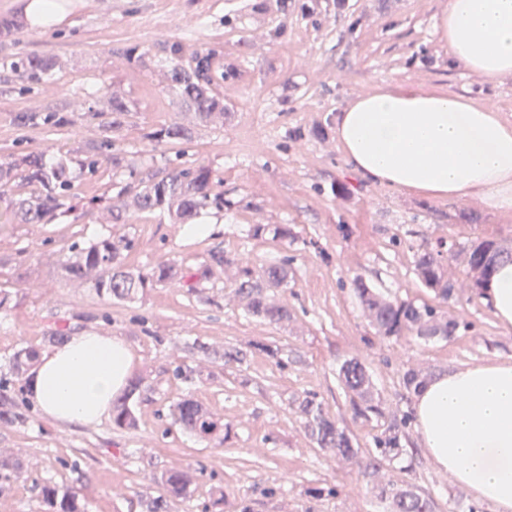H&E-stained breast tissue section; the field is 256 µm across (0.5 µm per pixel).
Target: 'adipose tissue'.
Wrapping results in <instances>:
<instances>
[{"instance_id":"1","label":"adipose tissue","mask_w":512,"mask_h":512,"mask_svg":"<svg viewBox=\"0 0 512 512\" xmlns=\"http://www.w3.org/2000/svg\"><path fill=\"white\" fill-rule=\"evenodd\" d=\"M436 30L465 67L490 79L512 72V0H449ZM337 133L371 181L451 201L478 192L512 210V123L493 106L398 85L359 96ZM136 362L122 338L86 332L42 353L28 396L56 422L94 426L129 387ZM414 409L434 465L492 512H512V363L440 373L419 388Z\"/></svg>"}]
</instances>
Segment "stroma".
<instances>
[{
	"mask_svg": "<svg viewBox=\"0 0 512 512\" xmlns=\"http://www.w3.org/2000/svg\"><path fill=\"white\" fill-rule=\"evenodd\" d=\"M447 10L448 0H71L60 25L34 31L23 0H0V162L40 152L82 157L113 91L129 108L115 146L131 162L74 172L82 210L48 223H21L15 191L0 194V399L26 417L22 426L0 420V453L22 463L0 470V512H49L46 485L77 495L85 512H147L166 495L162 473L186 468L191 493L167 512H392L366 469L392 416L404 425L398 455L381 462L385 481L429 498L433 512H492L426 456L403 377L512 362V329L467 287L462 261L478 241L512 245V210L478 194L449 202L367 180L336 135L337 115L359 94L391 85L465 97L512 120V73L490 81L451 59L436 31ZM205 52L224 114L201 126L173 94L171 68L193 66ZM17 56L53 57L54 72L27 87L7 64ZM30 109L69 123L20 125L18 113ZM174 124L192 128L191 140L151 139ZM177 164L209 167L224 195L223 210L199 217L212 227L206 237L186 238L182 225L137 203L135 186ZM259 224L287 225L288 236H254ZM109 235L133 239L127 267L171 261L180 278L129 301L60 277L73 244ZM215 249L229 266H209ZM424 251L458 282L451 298L419 279ZM273 263L288 266L287 287L266 292L287 305L283 323L253 316L236 288L244 269ZM356 278L388 300L436 307L459 327L447 338L382 335L351 286ZM95 331L122 337L137 355L136 428L47 418L28 400L25 376L10 370L21 349ZM230 347L247 349L244 363L224 362ZM351 359L365 368L382 415L354 416L340 378ZM308 396L351 438L358 463L306 433L299 404ZM184 398L222 425L221 438L174 424L170 409Z\"/></svg>",
	"mask_w": 512,
	"mask_h": 512,
	"instance_id": "obj_1",
	"label": "stroma"
}]
</instances>
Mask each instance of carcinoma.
Segmentation results:
<instances>
[{"mask_svg": "<svg viewBox=\"0 0 512 512\" xmlns=\"http://www.w3.org/2000/svg\"><path fill=\"white\" fill-rule=\"evenodd\" d=\"M212 54L205 53L195 59V65L182 68L176 61L172 64L173 91L180 103L194 110L201 122L208 121L214 114L224 110V100L212 89L210 76ZM55 63L49 57H15L9 68L30 85L41 83L52 74ZM128 106L119 95L110 97V111L105 113L100 140L84 151L85 158L75 162L57 159L53 163L45 160L42 153H30L14 162H0V188H13L19 184L28 187L15 200V215L24 223H38L56 216L57 212H68L75 208L71 204V164L82 170L96 171L99 158H104L117 171L129 167V162L118 152L112 141V131L122 125ZM21 124L32 128L59 127L67 118L58 112L30 110L18 115ZM192 136V129L172 125L154 131L151 137L157 141L181 140ZM212 172L205 166L187 167L174 170L158 181L142 187L138 193L139 205L143 209L158 211L167 215L173 224H192L207 208H224V195L212 192ZM132 247L125 237L102 238L86 247H72V255L60 264L61 275L68 281L87 283L100 295L117 298H131L147 285H162L177 278L178 269L172 262L159 263L149 271H134L124 265V253ZM512 261V249L493 241H481L466 252L465 264L471 286L480 290L488 288L492 273L500 262ZM416 271L422 282L438 291L446 300L453 294L454 283L445 276L442 264L434 254L423 252L416 258ZM245 279L238 284V291L247 294L249 309L253 315L271 323L288 320L286 305H275L267 301L264 290L269 287L281 288L288 285V268L270 264L263 268L257 278L251 277L250 269L243 270ZM355 293L360 298L371 323L378 332L392 336L404 329L416 335L429 338H446L453 334L457 323L440 316L436 309L424 305L395 304L372 291L362 281L353 282ZM37 358L34 349L20 350L11 362V369L17 375L24 374ZM345 388L352 394L351 405L355 415L367 418L371 414H382L374 401L372 386L364 367L355 360L345 362L341 367ZM137 390L132 384L128 393L114 403L112 422L121 429L136 427V417L129 406V399ZM303 425L308 435L325 450L342 460H353L358 456L350 437L313 398H304L299 405ZM174 421L182 429L202 438L217 434L219 425L196 401L183 399L173 406ZM402 421L393 418L378 440L377 450L383 457H394L399 453V432ZM165 490L173 498H184L193 484L190 469L168 471L161 477ZM381 497L391 500L394 512H432L428 500L407 490L394 486H379ZM44 500L53 512H82L74 494L58 496L54 487L42 490Z\"/></svg>", "mask_w": 512, "mask_h": 512, "instance_id": "1", "label": "carcinoma"}]
</instances>
